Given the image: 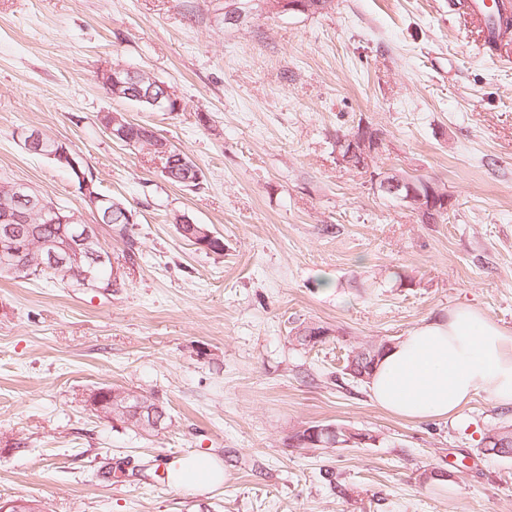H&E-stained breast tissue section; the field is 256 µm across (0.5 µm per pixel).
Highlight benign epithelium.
Here are the masks:
<instances>
[{
  "instance_id": "1",
  "label": "benign epithelium",
  "mask_w": 512,
  "mask_h": 512,
  "mask_svg": "<svg viewBox=\"0 0 512 512\" xmlns=\"http://www.w3.org/2000/svg\"><path fill=\"white\" fill-rule=\"evenodd\" d=\"M258 12L262 15L306 14L308 4L307 0H259ZM143 77L141 69L111 66L100 72L98 80L109 96L138 103L147 102L153 111L169 112L170 105L181 106L180 99L162 83L153 85L146 92L132 91L133 84ZM126 120L127 116L123 112H106L99 118L100 124L117 137L125 136L128 127ZM17 137L25 149L40 153L68 169L77 193L93 211L112 207L114 200L98 191L94 179L84 171L78 154L53 142L52 138L38 129H22L18 131ZM380 149L379 134L361 125L352 135L340 138L336 152L339 160L349 167L373 172L375 187L408 203L420 217L421 223H437L439 216L451 206L448 194L438 184L424 178L417 181L396 171L374 172ZM57 218L63 223L75 225L77 245L69 248L52 237L33 238L23 234V224L48 223ZM0 235L17 241L11 249L0 251V271L3 273L21 275L36 266L55 273L73 288L108 294L120 286L115 268L112 269L110 285L104 288L93 274L96 265L112 261V255L100 249L97 226L86 223L78 210H61L48 205L43 197L25 183L11 181L0 189ZM387 346L389 342L383 341L355 349L350 354L347 373L356 380L364 378L365 365L371 362L368 352ZM133 397L134 394L122 390L113 392L103 389L91 393L88 401L96 412L106 418L112 417L114 409L124 412L126 424L135 425L139 432L162 431L165 417L154 414L150 408L127 407ZM306 436L310 444L322 448L364 444L375 440L368 433L335 424L310 425Z\"/></svg>"
}]
</instances>
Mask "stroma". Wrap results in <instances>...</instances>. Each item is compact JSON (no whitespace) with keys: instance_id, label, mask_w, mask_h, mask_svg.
<instances>
[{"instance_id":"stroma-1","label":"stroma","mask_w":512,"mask_h":512,"mask_svg":"<svg viewBox=\"0 0 512 512\" xmlns=\"http://www.w3.org/2000/svg\"><path fill=\"white\" fill-rule=\"evenodd\" d=\"M322 15L224 21V0H0V177L82 210L121 268L114 292L0 277V500L43 512H512V458L484 453L512 408L474 397L458 418L375 405L344 357L470 304L512 332V62L448 0H335ZM149 71L180 99L154 112L105 93L106 65ZM123 112L203 171L171 184L98 122ZM376 130V170L444 185L446 221L421 223L338 162L336 139ZM75 150L135 215L100 224L68 172L20 129ZM185 214L224 242L177 234ZM137 264L124 261L128 245ZM328 329L298 345L297 328ZM147 395L142 434L86 400ZM374 442L292 448L315 424ZM206 452L226 480L172 486V459Z\"/></svg>"}]
</instances>
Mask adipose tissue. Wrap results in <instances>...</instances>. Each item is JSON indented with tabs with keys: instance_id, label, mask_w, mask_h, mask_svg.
Returning a JSON list of instances; mask_svg holds the SVG:
<instances>
[{
	"instance_id": "adipose-tissue-1",
	"label": "adipose tissue",
	"mask_w": 512,
	"mask_h": 512,
	"mask_svg": "<svg viewBox=\"0 0 512 512\" xmlns=\"http://www.w3.org/2000/svg\"><path fill=\"white\" fill-rule=\"evenodd\" d=\"M368 390L385 411L411 420L455 418L479 394L512 407V332L469 306L423 323L390 345ZM176 487L212 488L224 482V464L207 453L168 462Z\"/></svg>"
}]
</instances>
